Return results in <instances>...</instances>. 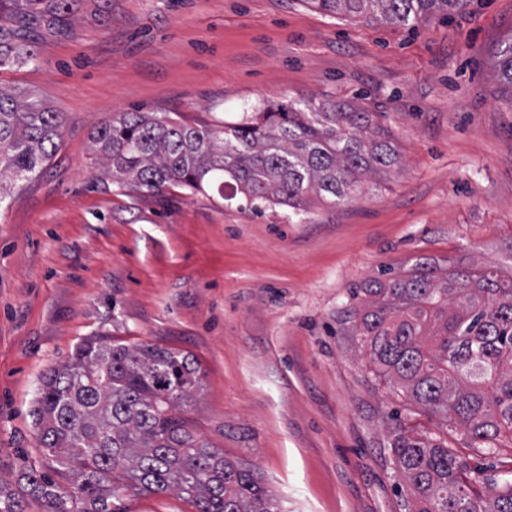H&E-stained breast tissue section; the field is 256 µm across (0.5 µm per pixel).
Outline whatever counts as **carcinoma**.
I'll return each instance as SVG.
<instances>
[{"mask_svg":"<svg viewBox=\"0 0 512 512\" xmlns=\"http://www.w3.org/2000/svg\"><path fill=\"white\" fill-rule=\"evenodd\" d=\"M73 0H0V70L37 59L49 37L75 34ZM330 14L415 25L471 0H305ZM498 68L512 106V43ZM62 117L32 93L0 89V203L7 183L30 180L58 148ZM90 150L124 187L177 185L241 193L295 211L310 197L348 201L400 156L375 113L323 103L264 106L238 122L190 124L120 112L96 127ZM376 376L476 453L512 449V271L442 268L419 259L392 279L349 289ZM191 355L106 336L83 339L42 375L31 415L50 473L31 467L22 491L0 485V512H119L112 500L176 493L194 512H280L254 472L196 437L183 417L201 385ZM394 464L412 512H512V482L490 480L442 437L398 423Z\"/></svg>","mask_w":512,"mask_h":512,"instance_id":"cac0c4a2","label":"carcinoma"}]
</instances>
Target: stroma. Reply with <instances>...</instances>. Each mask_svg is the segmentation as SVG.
Here are the masks:
<instances>
[{
    "mask_svg": "<svg viewBox=\"0 0 512 512\" xmlns=\"http://www.w3.org/2000/svg\"><path fill=\"white\" fill-rule=\"evenodd\" d=\"M75 30L0 71L64 116L44 171L0 204V483L40 458L41 375L109 336L195 359L191 431L255 468L281 512H408L391 431L427 419L375 376L348 290L419 258L512 267V109L495 70L512 0L413 26L304 0H82ZM270 100L375 112L400 168L297 213L132 191L90 151L118 112L217 124Z\"/></svg>",
    "mask_w": 512,
    "mask_h": 512,
    "instance_id": "obj_1",
    "label": "stroma"
}]
</instances>
